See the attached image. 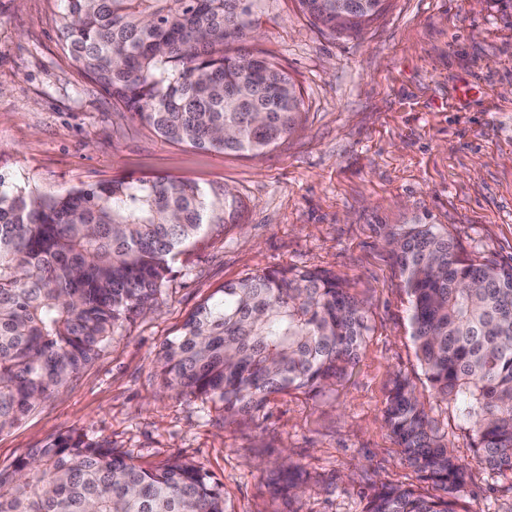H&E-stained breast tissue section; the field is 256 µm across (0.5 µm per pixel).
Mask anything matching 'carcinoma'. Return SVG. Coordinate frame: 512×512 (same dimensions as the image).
Returning a JSON list of instances; mask_svg holds the SVG:
<instances>
[{
	"label": "carcinoma",
	"instance_id": "cac0c4a2",
	"mask_svg": "<svg viewBox=\"0 0 512 512\" xmlns=\"http://www.w3.org/2000/svg\"><path fill=\"white\" fill-rule=\"evenodd\" d=\"M57 31L112 103L164 140L264 155L294 129L301 92L265 56L224 52L254 30L263 0H59ZM332 34L350 35L385 0H297ZM242 201L195 182L125 177L54 198L0 190V430L20 422L95 359L127 321L155 312L170 264L209 224H234ZM410 297L430 396L472 432L477 462L512 472V265L471 257L440 224L382 225ZM367 330L331 274L272 270L227 283L163 341L157 372L180 396L260 414L269 397L315 390L358 358ZM406 460L446 499L408 488L365 512H457L461 463L415 387L396 378L383 414ZM0 512H226L203 467H144L107 443L60 434L0 469Z\"/></svg>",
	"mask_w": 512,
	"mask_h": 512
}]
</instances>
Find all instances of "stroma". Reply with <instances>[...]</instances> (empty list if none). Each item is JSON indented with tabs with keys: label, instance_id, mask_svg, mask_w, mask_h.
Here are the masks:
<instances>
[{
	"label": "stroma",
	"instance_id": "obj_1",
	"mask_svg": "<svg viewBox=\"0 0 512 512\" xmlns=\"http://www.w3.org/2000/svg\"><path fill=\"white\" fill-rule=\"evenodd\" d=\"M58 7L0 0V186L49 197L168 176L231 191L245 208L177 256L157 314L126 323L69 385L0 431V468L74 431L145 466L199 464L229 512H363L400 485L438 497L383 422L402 377L471 465L460 512H512L501 492L512 472L476 465L472 433L427 397L410 298L379 233L440 224L465 253L512 264V0H387L359 36L340 38L296 0H267L245 48L288 72L302 106L296 129L259 158L166 142L113 105L65 52ZM288 268L336 274L363 308L368 331L346 375L272 395L256 418L160 385V344L201 303L225 283ZM286 457L303 468L296 499L279 488Z\"/></svg>",
	"mask_w": 512,
	"mask_h": 512
}]
</instances>
